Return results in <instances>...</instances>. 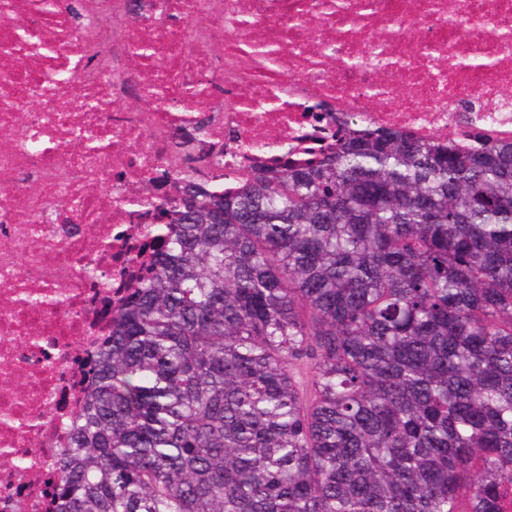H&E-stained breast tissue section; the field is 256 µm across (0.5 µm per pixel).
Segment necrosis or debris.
I'll use <instances>...</instances> for the list:
<instances>
[{
	"label": "necrosis or debris",
	"mask_w": 512,
	"mask_h": 512,
	"mask_svg": "<svg viewBox=\"0 0 512 512\" xmlns=\"http://www.w3.org/2000/svg\"><path fill=\"white\" fill-rule=\"evenodd\" d=\"M343 128L512 143V0H0V512H48L143 185L189 151L231 191Z\"/></svg>",
	"instance_id": "4bbe7bcc"
}]
</instances>
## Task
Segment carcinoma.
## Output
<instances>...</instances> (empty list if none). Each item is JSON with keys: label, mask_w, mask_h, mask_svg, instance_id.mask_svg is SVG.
Instances as JSON below:
<instances>
[{"label": "carcinoma", "mask_w": 512, "mask_h": 512, "mask_svg": "<svg viewBox=\"0 0 512 512\" xmlns=\"http://www.w3.org/2000/svg\"><path fill=\"white\" fill-rule=\"evenodd\" d=\"M186 162L53 512H512V143Z\"/></svg>", "instance_id": "cac0c4a2"}]
</instances>
